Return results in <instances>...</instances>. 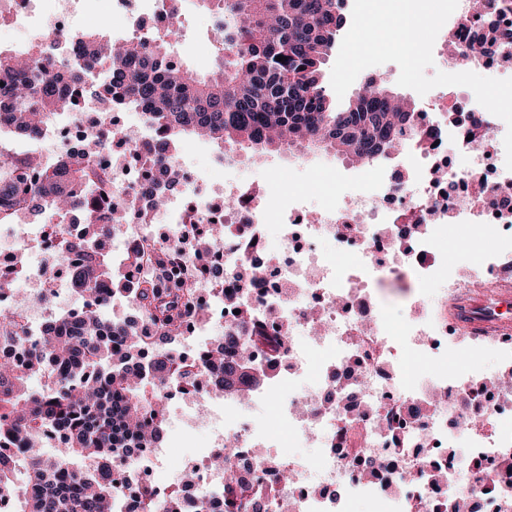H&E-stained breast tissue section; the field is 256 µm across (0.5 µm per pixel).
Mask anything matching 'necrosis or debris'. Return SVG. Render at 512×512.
<instances>
[{
  "label": "necrosis or debris",
  "mask_w": 512,
  "mask_h": 512,
  "mask_svg": "<svg viewBox=\"0 0 512 512\" xmlns=\"http://www.w3.org/2000/svg\"><path fill=\"white\" fill-rule=\"evenodd\" d=\"M92 7L122 17L112 30L119 42L162 38L176 27L170 0H0V20L24 36L9 52L28 56L36 42L51 57H74L76 17ZM471 21L468 0H459L436 55L439 71L455 72L472 38ZM425 99L412 114L405 152L376 162L352 193L325 189L317 209L248 181L200 183L183 162L176 166L178 193H167L165 208H153L161 163L148 113L133 108L128 123L113 122L90 91L78 111L58 113L42 128L33 146L45 170L65 150L111 129L92 164L111 180V207L123 224L120 269L129 284L148 270L128 263L132 252L159 248L191 225H223L224 243L208 256L209 284L194 293L199 313L168 346L198 365L193 350L218 323L253 344L267 372L262 385L242 394L169 387L167 422L206 433L210 446L186 468L171 469L167 485L156 476L168 448L144 449L135 464L113 467L124 507L139 504L146 489L152 512H163L173 488L186 503L200 501L225 482L211 460L229 440L244 512H357L361 505L368 512H437L441 503L512 512V388L489 376L438 369L450 349L485 344V337L464 336L446 302L421 299L395 330L375 300L378 285L409 278L423 288L433 280L448 225L512 224V171L494 147L500 118L464 86ZM228 198L235 206H225ZM53 228L29 212L0 225V274L13 283L0 293V311L14 316L31 344L47 323L82 309L67 272L84 256L60 249ZM34 236L44 249L32 266L22 256ZM349 250L356 256L350 265L340 260ZM257 263L262 279L242 287L243 271ZM495 284L512 287L511 255L494 254L481 276L450 279L445 294ZM17 286L36 291L37 299L18 306ZM242 304L248 316L238 315ZM257 322L287 338V347L254 341ZM415 360L428 370H413ZM304 448L314 449V457L301 456Z\"/></svg>",
  "instance_id": "obj_1"
}]
</instances>
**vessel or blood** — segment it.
<instances>
[{
    "label": "vessel or blood",
    "mask_w": 512,
    "mask_h": 512,
    "mask_svg": "<svg viewBox=\"0 0 512 512\" xmlns=\"http://www.w3.org/2000/svg\"><path fill=\"white\" fill-rule=\"evenodd\" d=\"M512 304L511 288L476 289L466 294L452 309L462 331H471L497 339L512 348V318L503 313Z\"/></svg>",
    "instance_id": "obj_1"
}]
</instances>
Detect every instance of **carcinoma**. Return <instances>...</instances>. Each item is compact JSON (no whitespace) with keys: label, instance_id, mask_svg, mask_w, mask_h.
<instances>
[{"label":"carcinoma","instance_id":"cac0c4a2","mask_svg":"<svg viewBox=\"0 0 512 512\" xmlns=\"http://www.w3.org/2000/svg\"><path fill=\"white\" fill-rule=\"evenodd\" d=\"M219 15L224 43L214 71L200 76L169 64L168 43L135 38L110 55L104 32H81L76 59L56 60L32 51V59L0 54L5 75L0 119L18 136L31 138L57 112L77 109L86 76L96 60L109 62L108 73L95 79L93 92L109 104L141 106L159 125L160 160L171 161L177 142L201 133L228 151L325 150L353 161L373 163L393 153L409 127L412 105L402 107L380 78L370 77L371 92L355 94L345 107L323 82L326 64L346 18L344 0H203ZM286 60L279 62L275 57ZM102 141L83 152L64 156L50 173L37 176L34 157L13 159V169L0 162V224H11L25 211L50 205L67 212L84 203L89 233L69 241L86 253L73 271L77 291L86 293L95 309L73 321L48 326L44 345L33 346L25 368L0 362V433L29 437L39 427L67 433L64 448L46 455L35 442L17 449L28 468L27 482L17 487L13 471L0 467V493H14L22 512H113L119 491L112 483V465L125 463L141 448L161 445L168 383L188 386L194 373L178 362L165 341L179 333L193 314V289L205 288L199 278L187 287L179 269L184 260L180 241L136 252L130 263L149 260L151 273L133 290V297L153 328L151 357L135 353L147 344L131 325L104 313L112 296L129 289L112 267L107 242L118 236L113 223L108 176L90 164ZM20 339L17 324L0 315V341ZM53 356L48 372L53 386L32 391L27 381L42 372L43 354ZM199 374L219 389L235 391L261 380L254 373L248 345L234 336H219ZM227 474V491L205 496L195 512H241L244 504Z\"/></svg>","mask_w":512,"mask_h":512}]
</instances>
